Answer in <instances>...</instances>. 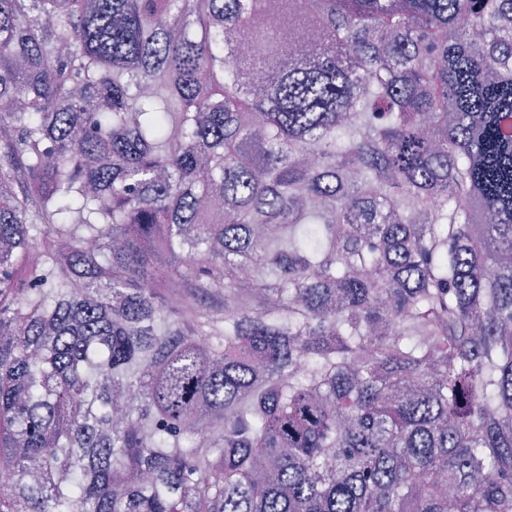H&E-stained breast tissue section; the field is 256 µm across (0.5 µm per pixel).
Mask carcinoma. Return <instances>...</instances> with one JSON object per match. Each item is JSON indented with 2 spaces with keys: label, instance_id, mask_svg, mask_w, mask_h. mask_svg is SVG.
I'll list each match as a JSON object with an SVG mask.
<instances>
[{
  "label": "carcinoma",
  "instance_id": "cac0c4a2",
  "mask_svg": "<svg viewBox=\"0 0 512 512\" xmlns=\"http://www.w3.org/2000/svg\"><path fill=\"white\" fill-rule=\"evenodd\" d=\"M0 512H512V0H0Z\"/></svg>",
  "mask_w": 512,
  "mask_h": 512
}]
</instances>
